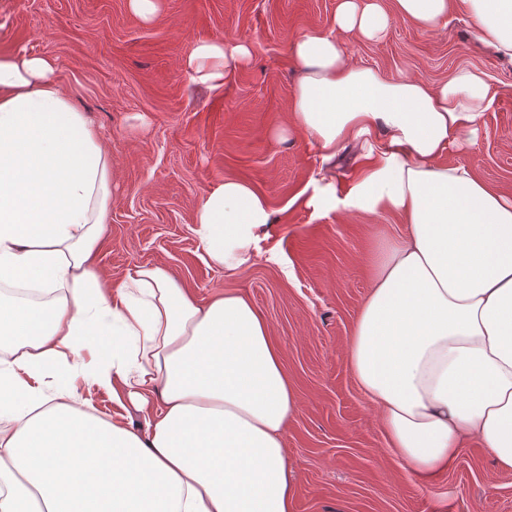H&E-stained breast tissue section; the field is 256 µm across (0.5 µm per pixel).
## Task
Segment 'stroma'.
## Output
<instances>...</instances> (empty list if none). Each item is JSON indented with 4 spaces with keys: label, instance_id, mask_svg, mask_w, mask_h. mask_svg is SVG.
Listing matches in <instances>:
<instances>
[{
    "label": "stroma",
    "instance_id": "1",
    "mask_svg": "<svg viewBox=\"0 0 512 512\" xmlns=\"http://www.w3.org/2000/svg\"><path fill=\"white\" fill-rule=\"evenodd\" d=\"M336 0H160L151 23L127 0H0V56L54 59L61 90L104 136L112 168L110 219L98 264L112 280L141 264L167 267L198 300L245 294L269 323L299 408L285 434L296 476L294 512H512V474L472 441L435 477L393 456L376 410L357 388L347 346L373 263L405 222L315 216L293 199L317 177L345 188L354 148L321 162L305 139L282 142L301 68L290 44L333 27ZM242 38L249 66L224 87L193 83L181 60L198 41ZM351 63L387 78L439 84L462 67L483 71L494 94L483 133L462 162L512 196V62L482 43L460 0L446 24L394 20L378 43L347 38ZM249 183L274 212L254 262L228 275L193 232L196 200L224 179Z\"/></svg>",
    "mask_w": 512,
    "mask_h": 512
}]
</instances>
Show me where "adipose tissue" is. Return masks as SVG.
Returning <instances> with one entry per match:
<instances>
[{"mask_svg": "<svg viewBox=\"0 0 512 512\" xmlns=\"http://www.w3.org/2000/svg\"><path fill=\"white\" fill-rule=\"evenodd\" d=\"M463 4L512 59V0ZM450 9L338 0L332 30L290 45L302 76L276 136H306L326 161L360 150L344 190L311 180L301 206L408 226L376 259L348 345L391 451L430 477L476 440L511 474L512 197L444 162L480 137L491 87L469 68L387 79L344 44L382 41L397 18L430 30ZM251 57L249 41L216 38L181 66L217 88ZM56 74L48 57L0 58V512H293L284 434L299 404L267 321L239 293L199 301L161 264L102 272L111 160ZM273 222L264 194L228 178L197 200L193 231L234 272ZM91 388L111 392V414Z\"/></svg>", "mask_w": 512, "mask_h": 512, "instance_id": "obj_1", "label": "adipose tissue"}]
</instances>
